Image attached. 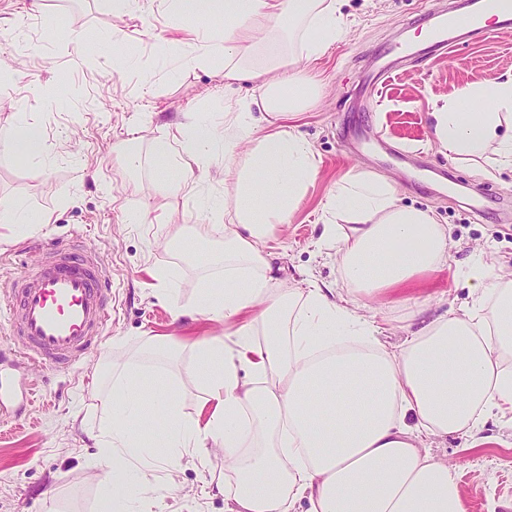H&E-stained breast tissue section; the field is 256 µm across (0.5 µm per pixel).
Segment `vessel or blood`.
I'll list each match as a JSON object with an SVG mask.
<instances>
[{"label":"vessel or blood","mask_w":512,"mask_h":512,"mask_svg":"<svg viewBox=\"0 0 512 512\" xmlns=\"http://www.w3.org/2000/svg\"><path fill=\"white\" fill-rule=\"evenodd\" d=\"M499 14V32L512 31V0H468L467 10L448 19L443 9L423 21L438 50L455 43L457 28L485 36L483 17ZM35 269L0 293L11 321L14 362L42 370L64 368L78 355L96 353L112 312V284L97 256L74 241L42 245Z\"/></svg>","instance_id":"vessel-or-blood-1"}]
</instances>
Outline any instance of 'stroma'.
Wrapping results in <instances>:
<instances>
[{"label":"stroma","mask_w":512,"mask_h":512,"mask_svg":"<svg viewBox=\"0 0 512 512\" xmlns=\"http://www.w3.org/2000/svg\"><path fill=\"white\" fill-rule=\"evenodd\" d=\"M454 0H346L343 34L307 69L319 84L316 99L288 121L313 148L316 179L292 221L271 245L280 259L274 275L291 286L303 274L337 288L341 279L335 247H321V203L345 176L357 172L391 180L401 204L432 210L446 224L447 267L403 293L376 304L389 349L403 341L410 310L426 317L446 313L467 299L462 274L475 258L512 264V171L482 177L479 162L457 163L439 152L434 137L433 98L456 87L512 74V35H487L445 54L398 66L377 89L367 72L397 42L419 40L414 18L435 2ZM0 0V131L26 114L48 146L34 167L20 146L0 144V202L20 200L33 217L50 216L39 232L0 242V292L35 265L39 244L77 241L99 253L112 281V317L97 355L42 373L14 367L18 386L37 381L39 398L16 425L0 426V512H103L93 477L98 396L110 389L113 362L140 355L146 336H166L178 347L163 361L182 391L186 415L196 416L203 398L188 344L223 335L225 325L206 318L175 317V307L193 303L213 273L189 249L219 251L213 218L191 197L151 194L159 164L150 134L183 121L191 112L224 128V103L245 96L251 85L224 84V60L203 65L201 48L184 45L181 60L168 46L175 32L163 0H139L128 15L111 0ZM132 143L139 166H129L118 145ZM172 266L178 277L169 298L159 297L154 269ZM484 445L469 437L426 439L434 458L457 464L468 512H512V427L488 424ZM224 472V455L204 467L182 464L156 469L152 486L173 484L163 512H224V497L204 494L208 475Z\"/></svg>","instance_id":"obj_1"}]
</instances>
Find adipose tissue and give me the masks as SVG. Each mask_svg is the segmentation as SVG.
Here are the masks:
<instances>
[{
    "mask_svg": "<svg viewBox=\"0 0 512 512\" xmlns=\"http://www.w3.org/2000/svg\"><path fill=\"white\" fill-rule=\"evenodd\" d=\"M342 0H170L171 19H222L199 63L224 59V82L252 94L224 104L223 133L196 118L151 140L168 176L154 194L172 197L186 176L224 149V197H197L217 218L220 253L204 254L216 280L192 311L232 332L192 344L206 420L184 417L177 384L163 371L124 361L99 397L94 460L114 512H152L149 477L162 464L204 466L224 451L225 512H467L454 467L423 452L426 438L474 434L487 421L512 425V265L473 261L470 298L424 323L393 351L368 298L413 287L448 262V229L433 212L400 205L385 179L345 177L322 205L324 243L337 246L343 289L304 277L283 288L266 241L288 223L318 173L310 144L288 114L314 96L301 61L342 34ZM434 136L449 158L485 157L483 174L512 170V76L463 86L442 98ZM265 125L252 137L255 125ZM247 154H239L244 140ZM176 308V316L186 313ZM160 417L156 435L141 422ZM122 486L113 498L114 486Z\"/></svg>",
    "mask_w": 512,
    "mask_h": 512,
    "instance_id": "ef3b65f1",
    "label": "adipose tissue"
}]
</instances>
